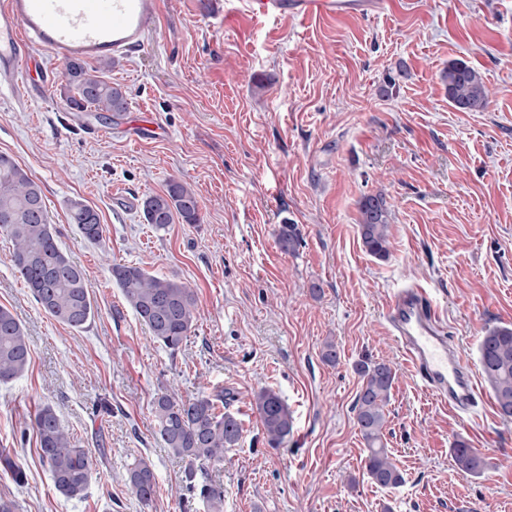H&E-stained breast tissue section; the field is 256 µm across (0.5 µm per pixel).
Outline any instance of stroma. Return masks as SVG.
Instances as JSON below:
<instances>
[{
	"instance_id": "1",
	"label": "stroma",
	"mask_w": 512,
	"mask_h": 512,
	"mask_svg": "<svg viewBox=\"0 0 512 512\" xmlns=\"http://www.w3.org/2000/svg\"><path fill=\"white\" fill-rule=\"evenodd\" d=\"M140 48L116 56L109 81L128 94L121 116L68 115L65 65L46 95L0 93V154L43 191L49 221L86 272L97 313L74 330L42 310L0 236V306L21 321L31 363L0 386V449L25 473L0 471L16 512H204L183 501L185 462L154 433L151 401L174 391L223 394L243 435L208 471L224 512H512V421L497 413L478 361L489 329L512 326V0H371L332 19L284 15L236 27L224 0H158ZM476 68L482 112L448 101L449 61ZM196 192L197 224L161 232L142 199L170 177ZM390 210V253H368L359 201ZM96 210L102 240L82 238L69 203ZM302 244L285 253L280 225ZM134 264L189 284L197 319L181 351L154 342L109 267ZM423 288L449 347L472 370L482 409L461 418L415 380L384 318L390 295ZM335 340L339 358H321ZM397 370L384 442L402 469L395 489L371 485L353 403L362 357ZM277 392L295 424L269 447L251 407ZM51 406L93 460L85 499L59 495L32 428ZM465 440L484 475L452 458ZM158 489L142 504L124 481L138 458ZM358 485L349 488L348 477ZM452 453L455 464L461 472L473 477H479L485 473L487 461L475 448H469L466 441L457 440Z\"/></svg>"
}]
</instances>
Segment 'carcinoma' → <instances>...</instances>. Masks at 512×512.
Returning <instances> with one entry per match:
<instances>
[{
  "label": "carcinoma",
  "instance_id": "carcinoma-1",
  "mask_svg": "<svg viewBox=\"0 0 512 512\" xmlns=\"http://www.w3.org/2000/svg\"><path fill=\"white\" fill-rule=\"evenodd\" d=\"M112 60L102 59L91 66L74 58L65 63L66 101L81 111L119 115L128 109V95L119 84L106 79ZM448 102L462 112H482L489 103V90L480 73L462 60L448 63L443 72ZM146 223L164 231L181 220L200 223L199 206L191 187L178 179L168 181L163 194H151L141 201ZM359 232L366 250L378 259L389 256V210L383 197L368 195L359 204ZM70 223L82 237L98 241L104 232L98 213L80 200L69 206ZM0 235L12 245L11 261L29 294L50 317L73 329L86 328L95 317L85 271L63 252L57 233L47 216L42 190L16 161L0 154ZM278 241L286 252H294L300 239L293 225L280 227ZM113 281L126 303L146 327L152 340L174 355L181 350L196 319V298L192 288L170 277H159L139 266L115 263ZM482 375L489 384L498 413L512 420V327L489 330L479 343ZM30 345L24 327L7 307L0 306V385H7L28 370ZM354 370L362 385L353 411L367 456L366 475L384 489L401 486L405 476L386 448L383 437L386 407L396 380V369L387 360H360ZM252 407L271 448H279L293 433V413L271 389L254 393ZM155 435L174 457L186 462L183 490L200 500L207 512H224V489L205 477L197 480L194 464L206 460L215 465L224 462V452L242 438L240 421L227 413L216 412L209 397L183 400L161 391L151 402ZM33 429L39 440L41 459L47 466L56 491L66 499L86 496L93 477V462L78 446L73 435L49 406L38 410ZM457 468L473 477L485 473L488 463L466 441L452 448ZM0 468L13 481H24V473L12 456L0 453ZM126 484L145 504L156 494L157 480L152 465L135 461L126 474Z\"/></svg>",
  "mask_w": 512,
  "mask_h": 512
}]
</instances>
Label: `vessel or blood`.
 <instances>
[{"instance_id": "vessel-or-blood-1", "label": "vessel or blood", "mask_w": 512, "mask_h": 512, "mask_svg": "<svg viewBox=\"0 0 512 512\" xmlns=\"http://www.w3.org/2000/svg\"><path fill=\"white\" fill-rule=\"evenodd\" d=\"M158 0H0V84L30 91L47 78L38 56L73 57L123 53L144 42ZM351 0H232L226 19L264 20L352 12ZM386 317L413 375L449 408L469 413L476 387L461 358L451 351L437 309L424 292L394 293Z\"/></svg>"}]
</instances>
